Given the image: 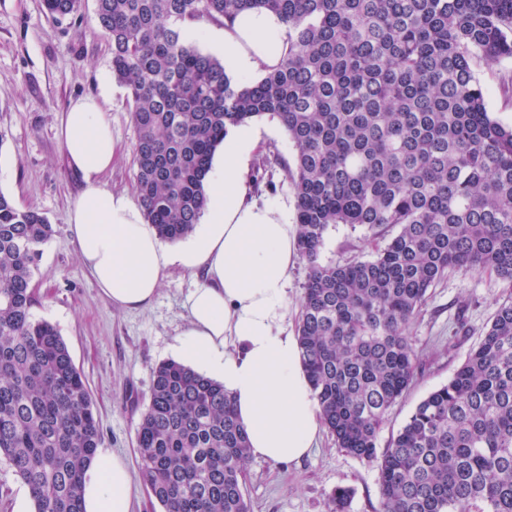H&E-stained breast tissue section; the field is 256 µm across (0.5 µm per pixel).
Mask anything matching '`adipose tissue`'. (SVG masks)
Wrapping results in <instances>:
<instances>
[{"label": "adipose tissue", "mask_w": 512, "mask_h": 512, "mask_svg": "<svg viewBox=\"0 0 512 512\" xmlns=\"http://www.w3.org/2000/svg\"><path fill=\"white\" fill-rule=\"evenodd\" d=\"M225 69L248 78L276 66L287 31L275 15H238L213 41ZM109 87L72 99L58 137L81 187L68 214L78 258L113 307L137 310L157 296L169 269L196 278L186 307L189 329L181 352L232 396L253 458L291 464L309 455L320 410L303 371L298 340L285 327L288 274L298 259V227L288 204L249 200L243 178L259 144L253 128L226 135L206 184L205 222L187 244H164L141 204L104 180L115 145L105 105ZM125 462L97 452L83 488L84 512H130Z\"/></svg>", "instance_id": "adipose-tissue-1"}]
</instances>
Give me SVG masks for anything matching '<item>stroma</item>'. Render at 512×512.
<instances>
[{"label": "stroma", "mask_w": 512, "mask_h": 512, "mask_svg": "<svg viewBox=\"0 0 512 512\" xmlns=\"http://www.w3.org/2000/svg\"><path fill=\"white\" fill-rule=\"evenodd\" d=\"M95 0H84L83 37L72 20L53 21L42 0H0V191L21 208L43 213L54 235L43 248L34 275L36 318L56 325L93 399L103 433L102 449L126 462L132 478L131 512H152L136 450V432L160 362L178 359L189 324L184 307L195 281L173 269L146 308L119 311L81 265L67 224L79 178L68 167L58 138L59 117L71 98L96 94L112 75V51L95 30ZM477 78L495 115L512 123V60L495 66L477 61ZM118 153L108 176L116 190L133 191L136 129L127 89L113 84L108 110ZM262 130L246 175H258L257 201L293 200L283 169L294 149L283 126L267 116L253 119ZM280 160L258 171L261 159ZM364 228L339 224L325 236L319 260L341 264L368 260L376 251ZM500 292L489 275L471 270L449 272L429 291L427 303L409 326L418 354V375L389 409L378 435L379 447L408 420L431 392L448 383L470 349L488 329ZM353 491L349 512H377L375 468L337 448L321 432L310 456L278 465L251 460L244 487L251 512H327L332 490Z\"/></svg>", "instance_id": "35a3bbf8"}]
</instances>
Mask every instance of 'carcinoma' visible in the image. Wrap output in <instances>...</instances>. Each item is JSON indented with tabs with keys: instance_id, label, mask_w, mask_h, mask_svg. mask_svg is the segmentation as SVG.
Instances as JSON below:
<instances>
[{
	"instance_id": "obj_1",
	"label": "carcinoma",
	"mask_w": 512,
	"mask_h": 512,
	"mask_svg": "<svg viewBox=\"0 0 512 512\" xmlns=\"http://www.w3.org/2000/svg\"><path fill=\"white\" fill-rule=\"evenodd\" d=\"M44 6L60 20L81 0ZM249 11L278 16L288 34L256 82L233 79L183 34ZM95 23L132 101L134 189L162 240L194 233L228 128L267 115L287 132L308 265L301 362L336 445L377 469L379 512H512V295L448 383L377 446L417 374L408 328L428 290L460 268L512 288V125L489 111L472 68L512 58V0H96ZM336 224L385 245L324 265ZM53 233L0 191V456L35 512H84L100 424L59 330L32 313ZM137 452L162 512H250L248 437L223 383L161 362ZM351 498L334 489L328 512H348Z\"/></svg>"
}]
</instances>
